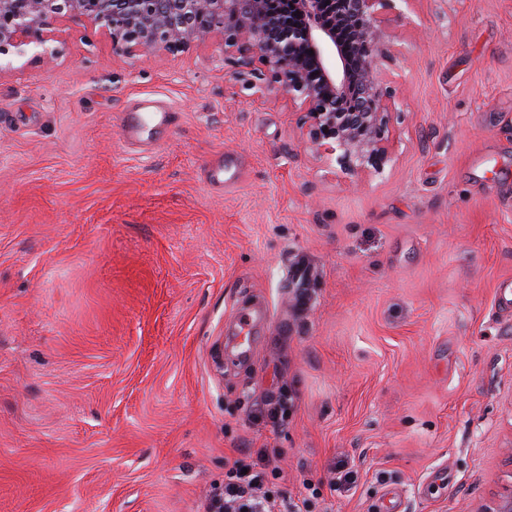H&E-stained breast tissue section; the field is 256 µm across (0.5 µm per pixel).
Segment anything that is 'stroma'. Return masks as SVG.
<instances>
[{"label": "stroma", "instance_id": "stroma-1", "mask_svg": "<svg viewBox=\"0 0 512 512\" xmlns=\"http://www.w3.org/2000/svg\"><path fill=\"white\" fill-rule=\"evenodd\" d=\"M396 9L392 158L356 180L220 39L142 63L70 23L0 56V512H203L242 448L316 512L512 489V0ZM145 96L178 123L131 152ZM252 306L272 321L241 364ZM141 112L151 114L154 123L153 128L171 129L175 125V112L160 106L155 100L149 98L141 99L133 108L129 109V112H124L120 118L122 138L127 143L143 142V131L139 115Z\"/></svg>", "mask_w": 512, "mask_h": 512}]
</instances>
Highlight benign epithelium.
<instances>
[{
    "mask_svg": "<svg viewBox=\"0 0 512 512\" xmlns=\"http://www.w3.org/2000/svg\"><path fill=\"white\" fill-rule=\"evenodd\" d=\"M293 2L307 22L269 9V0H0V55L55 41L66 21L101 28L112 51L132 59L183 52L218 34L234 50L237 78L260 93L273 86L288 94L318 156L335 158L346 175L380 172L399 114L380 81L395 0H338L339 13L329 17L323 0Z\"/></svg>",
    "mask_w": 512,
    "mask_h": 512,
    "instance_id": "obj_1",
    "label": "benign epithelium"
}]
</instances>
